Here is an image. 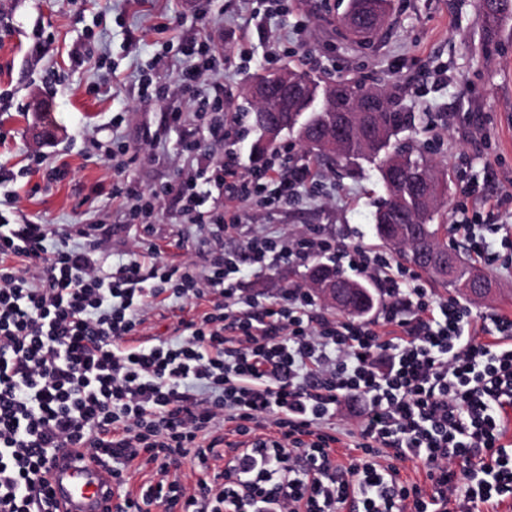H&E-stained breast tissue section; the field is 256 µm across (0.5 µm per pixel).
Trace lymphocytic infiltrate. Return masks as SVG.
I'll use <instances>...</instances> for the list:
<instances>
[{
    "label": "lymphocytic infiltrate",
    "mask_w": 512,
    "mask_h": 512,
    "mask_svg": "<svg viewBox=\"0 0 512 512\" xmlns=\"http://www.w3.org/2000/svg\"><path fill=\"white\" fill-rule=\"evenodd\" d=\"M180 52L194 63L176 76L184 103L169 120L194 112L223 147L167 187L210 255L205 266L171 265L151 243L112 261L90 224L0 222V512H58L32 493L60 448L95 452L118 487L115 512H337L357 491L362 512L448 502L477 512L511 499L512 346L500 340L512 339V318L469 327L465 307L435 299L418 273L351 234L260 232L246 257L225 250L240 204L278 211L318 175L281 148L244 170L224 148L223 94L197 97L215 69L209 38ZM126 154L104 155L112 196L149 233L160 194L129 178ZM318 258L373 283V318H327L297 282L270 303L243 286L272 263ZM162 296L206 309L158 343L130 345ZM346 436L355 453L343 462ZM189 457L212 481L188 490L170 480ZM408 460L422 462L427 485L402 478ZM147 465L152 480L130 492V474Z\"/></svg>",
    "instance_id": "obj_1"
}]
</instances>
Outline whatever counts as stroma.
Wrapping results in <instances>:
<instances>
[{
	"instance_id": "obj_1",
	"label": "stroma",
	"mask_w": 512,
	"mask_h": 512,
	"mask_svg": "<svg viewBox=\"0 0 512 512\" xmlns=\"http://www.w3.org/2000/svg\"><path fill=\"white\" fill-rule=\"evenodd\" d=\"M476 0H392V13L371 42L356 45L339 24L348 0H0V213L19 210L51 224L97 222L119 260L143 233L129 223L103 184L100 154L126 145L136 160L129 174L162 194L160 222L150 237L172 265H204L208 256L178 222L179 207L164 189L193 170L182 151L184 129L168 125L181 104L173 81L189 60L166 52L188 40L202 17L213 20L211 46L224 57L225 112L248 116L244 92L252 78L285 65H308L324 80L344 79L387 90L408 112L400 142L448 168L452 206L443 222L475 218L496 254L481 270L496 285L488 299L465 301L472 317H512V242L496 233L512 225V21L494 43L484 41ZM267 14L264 26L250 15ZM44 41L47 51L30 47ZM248 44L249 63L236 52ZM171 86L168 98L146 103L140 79ZM125 113L120 128L112 117ZM64 158L70 167L49 183L34 162ZM320 183L303 190L288 211L262 219L242 209L238 236L225 249L243 251L258 228L295 234L316 228L341 238L352 233L370 250L392 253L376 236L374 212L386 192L373 164H317ZM197 310L163 302L139 327L135 342L164 337L178 318Z\"/></svg>"
}]
</instances>
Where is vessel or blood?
<instances>
[{
	"label": "vessel or blood",
	"mask_w": 512,
	"mask_h": 512,
	"mask_svg": "<svg viewBox=\"0 0 512 512\" xmlns=\"http://www.w3.org/2000/svg\"><path fill=\"white\" fill-rule=\"evenodd\" d=\"M48 476L54 498L67 512H112L111 485L103 482L102 469L85 448H62Z\"/></svg>",
	"instance_id": "1"
}]
</instances>
